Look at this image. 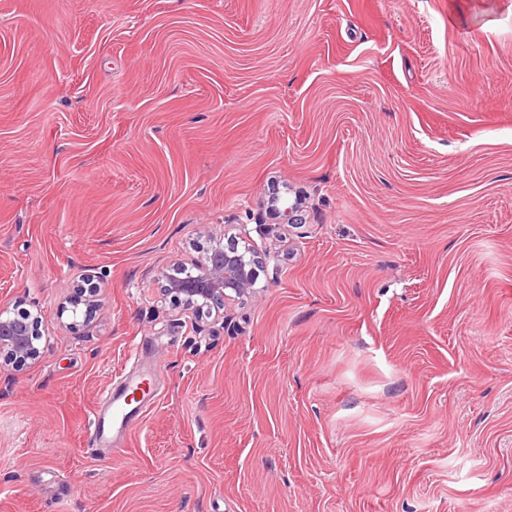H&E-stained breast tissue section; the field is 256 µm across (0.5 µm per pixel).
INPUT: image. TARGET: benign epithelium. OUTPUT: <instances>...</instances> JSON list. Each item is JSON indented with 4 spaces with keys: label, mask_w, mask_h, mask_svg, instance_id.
Instances as JSON below:
<instances>
[{
    "label": "benign epithelium",
    "mask_w": 512,
    "mask_h": 512,
    "mask_svg": "<svg viewBox=\"0 0 512 512\" xmlns=\"http://www.w3.org/2000/svg\"><path fill=\"white\" fill-rule=\"evenodd\" d=\"M262 264V259L249 247L241 248L234 240L214 241L200 259L162 273L164 291L201 320L212 309L224 306V302L251 293ZM97 295L96 288L79 287L69 298L71 308L64 307L62 311L69 310L75 316L82 305L86 322L100 308ZM40 318L39 312L23 311L10 316L0 308V360L20 365L40 357Z\"/></svg>",
    "instance_id": "7a95c632"
}]
</instances>
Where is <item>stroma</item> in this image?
<instances>
[{"instance_id":"obj_1","label":"stroma","mask_w":512,"mask_h":512,"mask_svg":"<svg viewBox=\"0 0 512 512\" xmlns=\"http://www.w3.org/2000/svg\"><path fill=\"white\" fill-rule=\"evenodd\" d=\"M0 303V512H512V0H0ZM263 261L256 252L239 242L213 241L203 256L187 266L178 264L163 272L164 291L194 317L202 320L224 302L243 297L253 290ZM77 288L78 293L70 296L69 304L71 305V312L73 316H77V311L80 305L84 306L83 322L89 321L95 313L99 310L101 304L96 297L98 295L97 288H80L78 285L73 287ZM86 293H88L86 295ZM41 317V311L35 314L22 311L10 316L7 310L0 308V360L20 365L39 358ZM105 406L94 414L92 421L91 439L93 446L108 447L112 443V432L116 426L124 427L133 423L137 411L129 409L130 403L118 389L108 390Z\"/></svg>"}]
</instances>
